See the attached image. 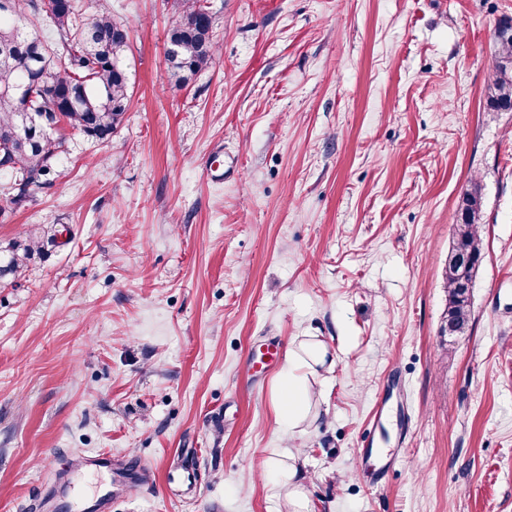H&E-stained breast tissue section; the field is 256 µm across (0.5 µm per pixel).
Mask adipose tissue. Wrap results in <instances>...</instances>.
I'll return each instance as SVG.
<instances>
[{
  "label": "adipose tissue",
  "mask_w": 512,
  "mask_h": 512,
  "mask_svg": "<svg viewBox=\"0 0 512 512\" xmlns=\"http://www.w3.org/2000/svg\"><path fill=\"white\" fill-rule=\"evenodd\" d=\"M336 357L330 354L323 339L309 337L300 348L290 350L280 372L277 419L288 429H295L305 416L310 400L309 380L321 370H334Z\"/></svg>",
  "instance_id": "1"
}]
</instances>
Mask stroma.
<instances>
[{
	"instance_id": "1",
	"label": "stroma",
	"mask_w": 512,
	"mask_h": 512,
	"mask_svg": "<svg viewBox=\"0 0 512 512\" xmlns=\"http://www.w3.org/2000/svg\"><path fill=\"white\" fill-rule=\"evenodd\" d=\"M207 3L218 54L177 87L180 0H79L129 30V108L107 142L64 128L21 201L0 172V255L48 239L0 285V512H59L55 474L68 512L108 488L112 512H286L273 457L310 512H512V112L486 105L512 0ZM475 178L484 254L448 336ZM311 332L337 365L290 432L276 383ZM100 452L148 478L80 475ZM483 197L478 183L466 191L458 203V222L453 231V246L467 253L471 264L448 263L445 270V288H448V325L452 335H463L471 320L469 288L483 258V238L481 234V214ZM466 285V288H462Z\"/></svg>"
}]
</instances>
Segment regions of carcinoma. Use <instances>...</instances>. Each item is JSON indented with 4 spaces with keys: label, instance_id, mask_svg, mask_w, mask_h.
Instances as JSON below:
<instances>
[{
    "label": "carcinoma",
    "instance_id": "cac0c4a2",
    "mask_svg": "<svg viewBox=\"0 0 512 512\" xmlns=\"http://www.w3.org/2000/svg\"><path fill=\"white\" fill-rule=\"evenodd\" d=\"M184 9L168 34V74L184 87L206 70L216 56L212 19L203 0H182ZM46 14L58 38L27 31ZM498 52L487 106L512 112V23L496 32ZM127 28L97 9L79 16L77 0H0V156L14 159L15 199L47 183L66 138L52 136L61 124L97 140L112 137L129 104V78L123 58ZM483 197L475 183L458 203L453 247L471 264H448V325L452 335L465 332L471 320L469 288L483 258L480 229ZM40 241L16 243L0 265V279L14 276Z\"/></svg>",
    "mask_w": 512,
    "mask_h": 512
}]
</instances>
